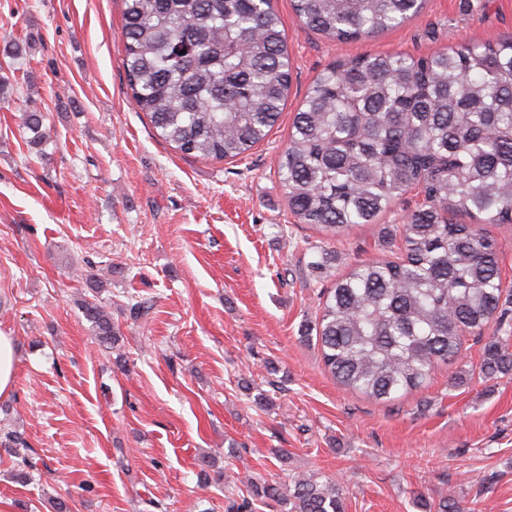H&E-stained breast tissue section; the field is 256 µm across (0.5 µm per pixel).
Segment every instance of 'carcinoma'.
<instances>
[{
    "label": "carcinoma",
    "instance_id": "carcinoma-1",
    "mask_svg": "<svg viewBox=\"0 0 512 512\" xmlns=\"http://www.w3.org/2000/svg\"><path fill=\"white\" fill-rule=\"evenodd\" d=\"M127 89L158 135L185 157L244 156L264 141L288 99V36L272 0H121ZM425 0H291L303 25L358 42L406 23ZM185 54H180V51ZM40 159L42 113L23 112ZM278 176L301 224L340 237L374 224L400 196L424 198L399 233L402 255L362 263L322 294L317 337L341 387L391 402L425 387L462 337H487L478 373L512 375V314L499 247L486 229L512 223V39L427 56H357L323 69L296 112ZM466 213L476 224H460ZM82 310L108 349L120 342L96 301ZM288 512H346L333 481L295 475L253 482L226 512L253 502Z\"/></svg>",
    "mask_w": 512,
    "mask_h": 512
}]
</instances>
